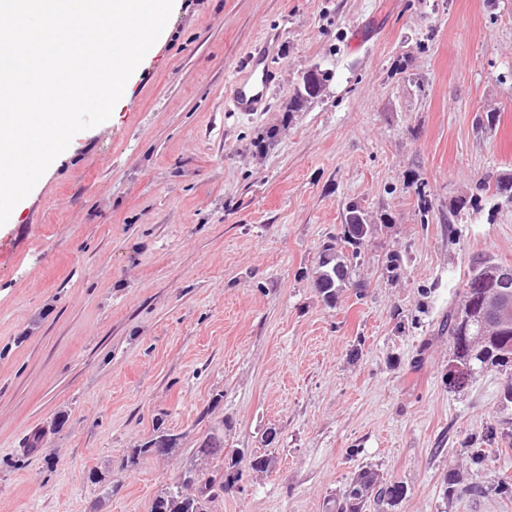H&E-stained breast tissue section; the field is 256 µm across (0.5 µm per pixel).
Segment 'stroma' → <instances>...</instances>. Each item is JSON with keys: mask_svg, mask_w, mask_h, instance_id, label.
Instances as JSON below:
<instances>
[{"mask_svg": "<svg viewBox=\"0 0 512 512\" xmlns=\"http://www.w3.org/2000/svg\"><path fill=\"white\" fill-rule=\"evenodd\" d=\"M256 48L270 104L232 111ZM315 65L331 82L289 112ZM504 174L512 0H174L111 118L0 226V512H151L215 429L275 463L208 512H329L363 467L407 485L394 512H512L441 490L512 476L505 436L478 471L464 446L499 427L502 375L444 381L473 259L512 265V202L482 187ZM353 202L375 232L329 306L319 250ZM159 432L177 451L127 465Z\"/></svg>", "mask_w": 512, "mask_h": 512, "instance_id": "obj_1", "label": "stroma"}]
</instances>
